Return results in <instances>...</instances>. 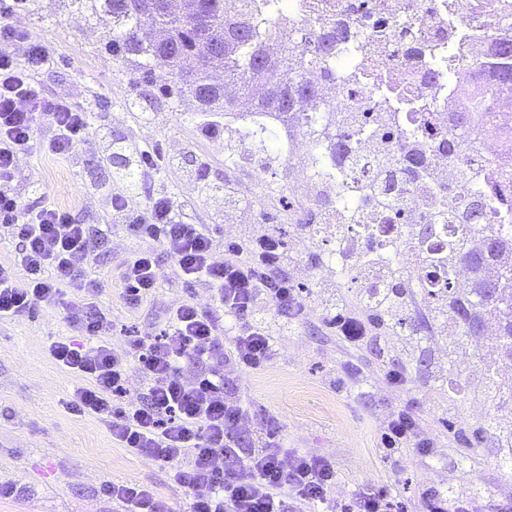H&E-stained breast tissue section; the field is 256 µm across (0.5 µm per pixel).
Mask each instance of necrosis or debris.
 Returning a JSON list of instances; mask_svg holds the SVG:
<instances>
[{
  "label": "necrosis or debris",
  "mask_w": 512,
  "mask_h": 512,
  "mask_svg": "<svg viewBox=\"0 0 512 512\" xmlns=\"http://www.w3.org/2000/svg\"><path fill=\"white\" fill-rule=\"evenodd\" d=\"M474 0H363L365 18L357 43L336 55V86L330 106L306 105L292 113L284 140L289 161L288 193L305 201L329 198L315 231L303 244H318L321 267L339 286L357 273L373 277L398 270L414 289L437 281L426 253L444 250L454 235L418 240L414 225L447 202L464 210L482 193L491 224H512V135L497 136L477 127L463 162L448 160L433 144L447 136L452 113L462 111L472 86L459 66L480 52L486 74L497 59L476 30L498 24V11H472ZM359 112L368 122L355 130L353 152L339 162L337 175H321L318 161L338 115ZM432 147L426 171L407 185L396 202L373 203L368 192L388 176H399L408 149Z\"/></svg>",
  "instance_id": "1"
}]
</instances>
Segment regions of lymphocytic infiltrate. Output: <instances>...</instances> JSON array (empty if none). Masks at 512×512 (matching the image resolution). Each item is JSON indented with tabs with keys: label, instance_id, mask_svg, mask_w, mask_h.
<instances>
[{
	"label": "lymphocytic infiltrate",
	"instance_id": "lymphocytic-infiltrate-1",
	"mask_svg": "<svg viewBox=\"0 0 512 512\" xmlns=\"http://www.w3.org/2000/svg\"><path fill=\"white\" fill-rule=\"evenodd\" d=\"M17 44L23 47L19 57L12 51ZM49 62L44 43L0 26V235L19 248L16 265H0V319L59 308L74 331L90 338L87 346L60 339L48 347L53 361L88 381L69 403L70 412L98 419L121 447L168 465L171 481L189 497V512H285L290 502L320 512H404L384 492L352 505L333 497L335 463L289 451L272 423L257 432L252 450H241L234 432L248 408L225 392L224 367H268L278 353L271 320L288 326L303 319L309 294L281 275L288 252L274 234L228 238L223 253H216L211 226L183 223L172 197L156 189L165 161L145 149L134 155L133 192L109 195L113 231L140 244L120 272L123 293L132 303L147 298L159 284L164 254L184 282L208 288L210 302L176 306L167 328L135 337L125 350L108 342L112 322L99 303L102 283L86 271L97 244L90 225L75 223L58 208L22 206L16 189L20 153L36 147L74 161L77 146L92 136L89 112L68 98L46 96L39 75ZM40 124L50 135L37 144L33 132ZM324 319L349 348H361L375 336L365 314L344 303L326 307ZM188 364L200 368L189 381L183 378ZM133 368L146 387L131 400ZM380 445L425 455L434 448L418 417L404 408L385 420ZM102 492L123 512H174L139 485L113 482Z\"/></svg>",
	"mask_w": 512,
	"mask_h": 512
}]
</instances>
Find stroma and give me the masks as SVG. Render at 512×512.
I'll use <instances>...</instances> for the list:
<instances>
[{
    "label": "stroma",
    "instance_id": "obj_1",
    "mask_svg": "<svg viewBox=\"0 0 512 512\" xmlns=\"http://www.w3.org/2000/svg\"><path fill=\"white\" fill-rule=\"evenodd\" d=\"M12 3L0 0V24L24 30L52 52L49 68L40 75L48 94L87 108L93 130H107L112 138L144 143L174 158V166L161 171L158 181L176 200L184 223L213 225L221 241L249 224H284L304 215V207L286 204L288 161L272 146L264 148L271 161L269 178L258 179L249 163L228 166L223 131L201 130L192 96H162L151 104L142 100L121 64L104 50V30L87 14L65 9L61 0H40L39 10L31 14L12 10ZM99 149L97 139L87 141L77 166L35 150L24 152L17 159L19 182L39 183L40 204L69 211L76 223L105 227L111 222L110 201L87 187L97 182L119 190L127 179L111 163L99 161ZM227 182L252 194L233 209L230 224L224 220V199L216 192ZM288 242L287 274L311 290L309 314L280 336L279 354L266 369L227 368V390L239 395L250 411L244 430L276 417L278 434L290 449L335 462L332 493L339 499L351 501L357 494L382 490L400 498L408 512H418L422 490L443 484L474 496L484 512H512V466L498 463L490 441L463 442L449 435L453 428L469 431L487 426L496 416L512 415L479 393L483 358L494 335L462 338L447 368L449 386L461 394L459 406L438 404L434 373L444 349L434 337L419 350L423 364L408 365L405 355L394 354V368L410 369L408 388L394 390L384 380L381 344L348 352L323 322L324 277L298 236ZM136 248L123 236H106L97 245L92 267L103 281L101 300L113 324L109 341L119 351L129 335L164 329L175 305L192 301L203 306L208 301L207 289L178 279L172 260L165 257L155 292L131 304L117 274ZM71 334L59 310L40 308L0 320V482L15 489L12 497L0 499V512H121V505L101 492L111 482L142 485L174 507H186L188 496L171 484L166 466L120 447L96 419L68 411L69 400L86 381L59 367L47 347ZM349 360L367 379L362 389L336 384ZM398 407L420 418L437 446L435 455L424 456L414 448L391 455L380 452L379 429Z\"/></svg>",
    "mask_w": 512,
    "mask_h": 512
}]
</instances>
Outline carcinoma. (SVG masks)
<instances>
[{
	"label": "carcinoma",
	"mask_w": 512,
	"mask_h": 512,
	"mask_svg": "<svg viewBox=\"0 0 512 512\" xmlns=\"http://www.w3.org/2000/svg\"><path fill=\"white\" fill-rule=\"evenodd\" d=\"M200 2L197 19L188 20L165 11L164 0H70L82 12L91 10L94 18H109L112 36L104 48L112 58L130 67L138 82L169 95H194L199 98L203 116L236 112L238 99L247 98L259 112L253 125L263 132L265 140L280 141V130L266 126L262 117L268 114L286 121L302 99L314 94L311 87L288 78L291 56L298 53L326 74L336 76V49L352 33L350 18L311 23L297 37L286 38L281 52L274 54L270 43L288 26V4L284 0H253V8L244 12L232 6L234 0ZM478 35L493 40L501 66L494 84L487 85L482 83V63L466 61L465 73L477 81V94L465 111L456 113L455 126L459 129L471 128L475 115L491 112L497 87L512 88V35L498 27L482 29ZM184 56L197 57L199 68L192 73L182 72L179 63ZM343 124L345 130L331 138L327 146L326 156L333 163L349 152V129L357 124L354 113L344 115ZM428 164L427 151L413 149L405 159V177H415ZM402 191L403 185L388 180L378 184L375 195L385 202ZM464 219L477 246L465 239L431 256V262L449 269L463 264L472 269L473 276L459 288L446 284L425 295L423 302L448 319V331L442 333L448 358L456 352L455 337L476 336L484 324L493 320L499 325V357L512 361V235L505 228L486 223L485 204L479 198L469 203ZM439 233L434 215L417 228L422 241L434 239ZM372 319L393 336H420L427 326L423 317L413 316L402 307L391 313L374 312ZM485 387L495 400L508 396L491 364L485 369ZM494 438L500 456L512 462V425L499 428Z\"/></svg>",
	"instance_id": "carcinoma-1"
}]
</instances>
